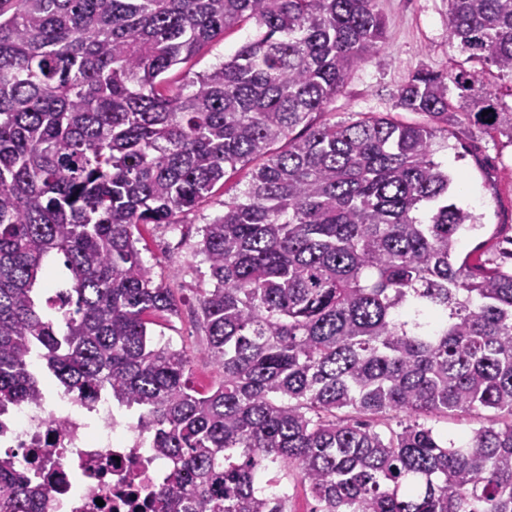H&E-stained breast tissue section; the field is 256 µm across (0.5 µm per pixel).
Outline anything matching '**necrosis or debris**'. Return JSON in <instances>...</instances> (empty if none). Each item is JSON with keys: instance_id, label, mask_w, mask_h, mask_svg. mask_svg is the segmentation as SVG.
Here are the masks:
<instances>
[{"instance_id": "necrosis-or-debris-1", "label": "necrosis or debris", "mask_w": 512, "mask_h": 512, "mask_svg": "<svg viewBox=\"0 0 512 512\" xmlns=\"http://www.w3.org/2000/svg\"><path fill=\"white\" fill-rule=\"evenodd\" d=\"M0 446L48 489L44 512H151L166 468L137 424L120 423L108 400L76 395L10 409Z\"/></svg>"}]
</instances>
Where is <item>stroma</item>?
<instances>
[{"label":"stroma","instance_id":"1","mask_svg":"<svg viewBox=\"0 0 512 512\" xmlns=\"http://www.w3.org/2000/svg\"><path fill=\"white\" fill-rule=\"evenodd\" d=\"M378 7L386 21L384 44L352 70L343 91L326 114L315 115V122L345 120L361 112L395 113L402 121L422 122V115L396 112L399 89L418 71L466 65V53L448 37V0H378ZM256 33L251 23L228 31L188 63L172 68L167 74L170 85L182 87L187 73L208 70ZM448 142V149L436 158L455 179L456 201L478 215L482 224L479 231L461 237L458 257L479 256L512 268V143L466 124L455 126ZM245 176V171H238L192 210L180 214L177 225L151 224L142 230V260L151 267L155 281L171 289L179 307L178 315L158 319L152 333L186 351L191 380L199 388L220 379L207 355L205 329L197 315L200 291L211 285L199 252V229L223 213L225 200L239 192Z\"/></svg>","mask_w":512,"mask_h":512}]
</instances>
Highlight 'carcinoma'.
I'll use <instances>...</instances> for the list:
<instances>
[{
  "label": "carcinoma",
  "mask_w": 512,
  "mask_h": 512,
  "mask_svg": "<svg viewBox=\"0 0 512 512\" xmlns=\"http://www.w3.org/2000/svg\"><path fill=\"white\" fill-rule=\"evenodd\" d=\"M377 2L0 0V415L44 395L34 354L64 391L138 409L167 464L153 512H288L263 476L299 480L311 512H512V270L457 262L479 217L435 159L464 121L512 141L485 80L512 82V0H448L480 68L408 78L395 107L428 122L312 123L384 43ZM248 22L230 57L165 83ZM256 160L201 227L221 379L199 389L154 340L178 306L135 232ZM450 414L480 427L448 440L428 421ZM45 494L0 455V512Z\"/></svg>",
  "instance_id": "carcinoma-1"
}]
</instances>
